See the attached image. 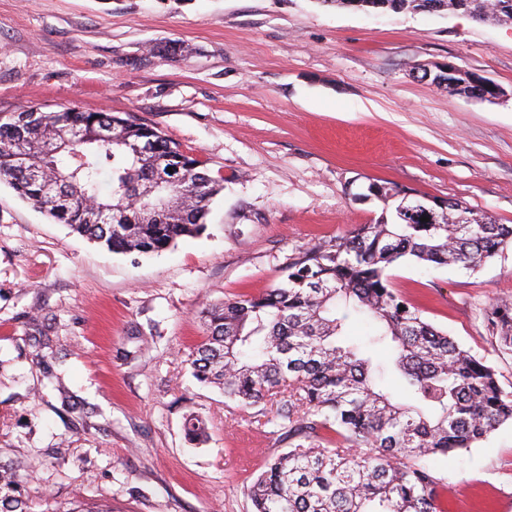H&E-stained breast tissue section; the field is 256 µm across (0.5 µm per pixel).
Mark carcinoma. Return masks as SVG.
<instances>
[{"label":"carcinoma","mask_w":512,"mask_h":512,"mask_svg":"<svg viewBox=\"0 0 512 512\" xmlns=\"http://www.w3.org/2000/svg\"><path fill=\"white\" fill-rule=\"evenodd\" d=\"M401 11H456V0H381ZM476 21L512 22V0H472ZM172 171H167V168ZM155 127L74 108L0 116V182L46 216L114 252L154 253L200 234L219 181ZM165 207L152 209L158 172ZM376 224L298 250L260 295L203 309L206 336L191 354L195 379L219 388L242 418L271 424L286 449L248 487L254 512H447L444 479L423 463L468 451L512 422V392L495 370L396 293L401 259L476 270L512 245V226L477 216L441 224L403 215L388 199ZM344 306L376 324L370 344L344 345ZM488 320L512 352V303ZM395 383L382 380L386 371ZM191 441L206 436L190 414Z\"/></svg>","instance_id":"obj_1"}]
</instances>
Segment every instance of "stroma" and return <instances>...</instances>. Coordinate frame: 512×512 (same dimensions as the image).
Here are the masks:
<instances>
[{"label": "stroma", "mask_w": 512, "mask_h": 512, "mask_svg": "<svg viewBox=\"0 0 512 512\" xmlns=\"http://www.w3.org/2000/svg\"><path fill=\"white\" fill-rule=\"evenodd\" d=\"M177 55H169V47ZM505 92L436 84L447 67ZM75 107L156 127L222 180L205 231L107 250L0 183V491L26 512H253L282 445L187 362L205 304L275 286L289 255L361 225L372 183L512 224V23L316 0H0V113ZM388 273L423 318L492 366L486 315L512 300V246L479 270ZM208 423L206 444L184 432ZM448 512H512V423L431 456Z\"/></svg>", "instance_id": "stroma-1"}]
</instances>
